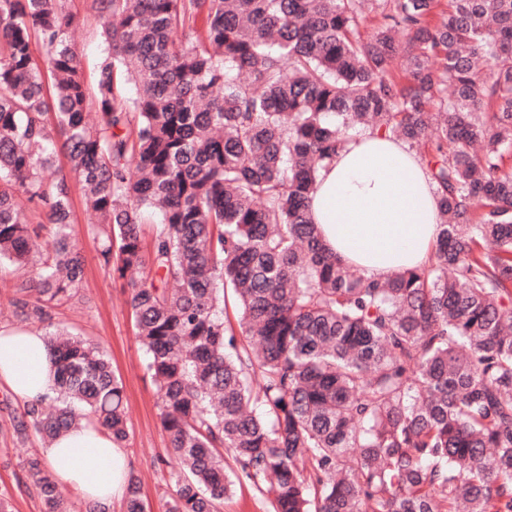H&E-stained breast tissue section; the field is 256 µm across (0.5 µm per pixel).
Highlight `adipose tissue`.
<instances>
[{
    "instance_id": "obj_1",
    "label": "adipose tissue",
    "mask_w": 512,
    "mask_h": 512,
    "mask_svg": "<svg viewBox=\"0 0 512 512\" xmlns=\"http://www.w3.org/2000/svg\"><path fill=\"white\" fill-rule=\"evenodd\" d=\"M439 195L420 157L379 132L340 150L317 178L310 210L331 252L368 278L423 265L437 240ZM0 385L28 402L49 394L50 350L45 333L0 330ZM44 455L59 486L88 503L124 497L131 468L123 449L99 427L85 424L53 440Z\"/></svg>"
}]
</instances>
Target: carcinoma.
Wrapping results in <instances>:
<instances>
[{
	"label": "carcinoma",
	"mask_w": 512,
	"mask_h": 512,
	"mask_svg": "<svg viewBox=\"0 0 512 512\" xmlns=\"http://www.w3.org/2000/svg\"><path fill=\"white\" fill-rule=\"evenodd\" d=\"M437 7L92 0L106 56L90 88L64 0H0L13 313L44 322L83 288L76 183L157 385L168 512H217L242 482L272 512H512V0ZM367 12L382 21L364 37ZM353 129L421 151L440 195L428 263L383 281L336 259L308 212ZM48 336L55 393L17 431L86 420L123 447L107 354ZM24 470L45 512H71L41 456ZM125 505L145 512L133 472Z\"/></svg>",
	"instance_id": "1"
}]
</instances>
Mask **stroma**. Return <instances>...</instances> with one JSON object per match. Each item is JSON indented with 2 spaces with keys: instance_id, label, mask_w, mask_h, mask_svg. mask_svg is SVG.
I'll list each match as a JSON object with an SVG mask.
<instances>
[{
  "instance_id": "stroma-1",
  "label": "stroma",
  "mask_w": 512,
  "mask_h": 512,
  "mask_svg": "<svg viewBox=\"0 0 512 512\" xmlns=\"http://www.w3.org/2000/svg\"><path fill=\"white\" fill-rule=\"evenodd\" d=\"M79 20L74 48L86 84H93L104 56L101 21L90 8V0H65ZM72 234L84 257L82 296L56 308L42 331L65 330L88 339L108 354L115 374L124 386L130 437L126 454L141 482L146 512H166L169 437L159 419L158 394L145 370V354L140 348L126 295L120 281L104 269L97 258L95 239L80 193L72 195ZM22 405L5 389H0V494L12 512H44L33 482L19 466L32 453H41L43 442L35 433L18 438L13 418Z\"/></svg>"
}]
</instances>
